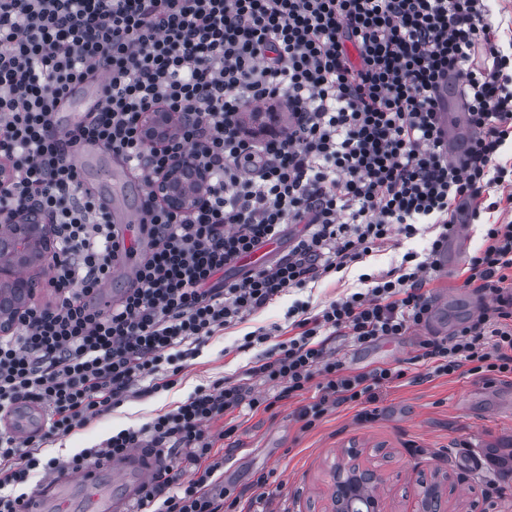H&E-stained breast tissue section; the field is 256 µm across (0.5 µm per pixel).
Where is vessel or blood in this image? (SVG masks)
Instances as JSON below:
<instances>
[{"mask_svg": "<svg viewBox=\"0 0 512 512\" xmlns=\"http://www.w3.org/2000/svg\"><path fill=\"white\" fill-rule=\"evenodd\" d=\"M98 81L92 80L76 86L60 110L58 125L67 130L82 123L87 113L95 111L100 96ZM442 141L449 157L459 155V125L448 122L447 109L437 114ZM79 164L107 171L106 182L114 193H121L132 171L129 165L109 168L108 162L97 148L88 144L78 147ZM7 430L18 440L26 441L42 434L46 427V414L42 406L31 403L16 405L4 416ZM157 456L143 449L102 459L97 465L64 476L48 478L41 491L25 500L22 512H128L138 488L156 469Z\"/></svg>", "mask_w": 512, "mask_h": 512, "instance_id": "b4317fda", "label": "vessel or blood"}]
</instances>
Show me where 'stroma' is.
I'll return each mask as SVG.
<instances>
[{"mask_svg":"<svg viewBox=\"0 0 512 512\" xmlns=\"http://www.w3.org/2000/svg\"><path fill=\"white\" fill-rule=\"evenodd\" d=\"M467 258L449 262L440 278L431 282L432 296L447 301L420 332L373 345L340 343L347 366L357 370L409 363L421 352L420 336L436 328L454 330L474 315L480 298L464 287ZM342 286L326 280L295 291L240 325L212 337L200 356L185 360L178 384L171 390L131 399L94 417L85 427L54 438L50 451L63 457L100 444L112 433L140 427L156 414L185 400L195 387L210 386L224 377H237L264 351L243 347L247 332L260 327L287 326L286 313L295 301L324 304L338 297ZM297 400L283 401L275 414L245 417L230 439L232 452L224 465V483L255 495V483L267 476L264 489L268 512H325L332 475L337 464L348 463V449L359 453V464L374 466L387 475L379 494L387 512H415L418 483L431 475L448 478L450 512H512V476H485L473 465L479 448L503 436H512V378L485 384L462 376L422 383H401L384 391L376 402L377 419L358 421L355 409L341 407L314 430L303 433L292 417ZM241 501V512L250 503Z\"/></svg>","mask_w":512,"mask_h":512,"instance_id":"1","label":"stroma"}]
</instances>
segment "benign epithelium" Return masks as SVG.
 I'll list each match as a JSON object with an SVG mask.
<instances>
[{
    "instance_id": "7a95c632",
    "label": "benign epithelium",
    "mask_w": 512,
    "mask_h": 512,
    "mask_svg": "<svg viewBox=\"0 0 512 512\" xmlns=\"http://www.w3.org/2000/svg\"><path fill=\"white\" fill-rule=\"evenodd\" d=\"M183 124L179 112H151L143 119L147 140L175 137ZM209 183L208 172L192 153H184L163 172L154 190L157 197L175 212L198 208ZM10 238L0 239V333L13 330L28 302L43 288L38 269L53 254V226L37 211L20 208L12 212ZM27 268L26 276L19 269ZM386 481L385 474L372 467L340 466L333 473L331 512H385L384 503L373 488ZM418 512H448V497L443 484L433 481L421 491Z\"/></svg>"
}]
</instances>
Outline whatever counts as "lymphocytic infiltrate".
Segmentation results:
<instances>
[{
  "label": "lymphocytic infiltrate",
  "mask_w": 512,
  "mask_h": 512,
  "mask_svg": "<svg viewBox=\"0 0 512 512\" xmlns=\"http://www.w3.org/2000/svg\"><path fill=\"white\" fill-rule=\"evenodd\" d=\"M490 0H0V223L24 206L55 227L46 302L0 336V411L43 405L48 433L18 442L0 430V512H18L35 476L62 474L143 448L165 461L132 512H224L222 442L238 418L311 394L294 419L309 431L368 403L406 375L396 365L355 371L332 350L426 326L438 255L457 224L512 208V54L490 24ZM102 76V107L62 133L54 117L74 85ZM454 80L471 136L448 158L435 115ZM283 107L286 127L258 137L247 108ZM186 117L179 136L147 143L140 117ZM99 145L127 163L146 192L150 251L121 300H93L119 260L133 256L108 208L85 185L73 148ZM191 152L211 179L204 204L176 213L151 188ZM504 192L503 202L491 193ZM293 227L284 237L285 227ZM425 255L359 276L360 290L288 309L291 334L243 378L196 389L139 428L68 457L47 451L133 394L170 390L178 360L292 290L347 272L416 235ZM287 240L273 264L241 268ZM464 285L482 304L446 337L419 343L416 381L512 376V220L488 225ZM268 394L254 395L255 386Z\"/></svg>",
  "instance_id": "lymphocytic-infiltrate-1"
}]
</instances>
